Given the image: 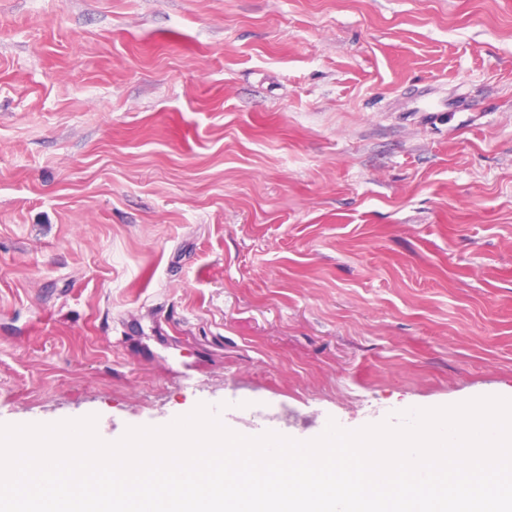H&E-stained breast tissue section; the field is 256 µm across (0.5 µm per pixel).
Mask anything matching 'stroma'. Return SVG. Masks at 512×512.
Returning a JSON list of instances; mask_svg holds the SVG:
<instances>
[{"label": "stroma", "mask_w": 512, "mask_h": 512, "mask_svg": "<svg viewBox=\"0 0 512 512\" xmlns=\"http://www.w3.org/2000/svg\"><path fill=\"white\" fill-rule=\"evenodd\" d=\"M512 398V0H0V424L298 440Z\"/></svg>", "instance_id": "obj_1"}]
</instances>
